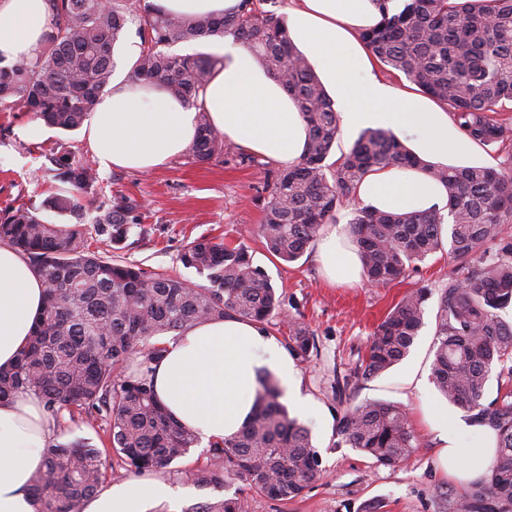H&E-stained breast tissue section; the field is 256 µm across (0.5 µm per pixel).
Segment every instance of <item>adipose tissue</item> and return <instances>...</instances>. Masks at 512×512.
<instances>
[{"label":"adipose tissue","instance_id":"ef3b65f1","mask_svg":"<svg viewBox=\"0 0 512 512\" xmlns=\"http://www.w3.org/2000/svg\"><path fill=\"white\" fill-rule=\"evenodd\" d=\"M380 20L375 0H296L288 35L312 63L331 97L343 134L388 127L412 132L411 150L435 164L476 153L447 111L431 100L380 79L360 35ZM49 23L45 0H0V54L34 55ZM208 53L222 58L199 97L211 125L233 143L285 166L305 153L307 129L296 103L252 53L232 37H215ZM88 146L101 169L149 172L187 149L196 133V112L158 83H132L123 75L96 101ZM356 201L386 211L444 210L445 188L423 169L384 168L360 183ZM317 256L330 281H360L362 264L335 225H325ZM44 285L30 263L0 245V369L10 368L42 309ZM275 374L297 408L311 411L293 363L273 338L252 321L232 316L206 320L168 340L155 367L154 391L172 417L203 442L237 434L248 420L258 379ZM430 426L440 442L438 467L458 485L482 480L494 455L492 432L433 412ZM57 435L38 398L17 394L0 403V512H34L28 485L44 463L43 448ZM170 489L154 477L113 486L85 512H145Z\"/></svg>","mask_w":512,"mask_h":512}]
</instances>
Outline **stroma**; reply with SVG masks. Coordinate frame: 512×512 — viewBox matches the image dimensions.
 Masks as SVG:
<instances>
[{"label": "stroma", "mask_w": 512, "mask_h": 512, "mask_svg": "<svg viewBox=\"0 0 512 512\" xmlns=\"http://www.w3.org/2000/svg\"><path fill=\"white\" fill-rule=\"evenodd\" d=\"M32 120L27 112H0V209L19 204L42 207L58 189V182L36 175L45 153L92 157L82 128L67 132L49 126L42 138L24 139L19 131ZM272 168V163L259 157L242 159L240 150L228 142L223 157L207 163L183 154L148 173L99 171L106 195L135 199L143 213L142 224L132 228L123 249L114 251L113 256L204 287L207 279L181 264L183 246L203 236L243 245L254 265L270 277L283 303V314L268 326V334L283 338L292 321L303 323L312 333L315 347L309 360L295 361L294 367L301 393L308 396L314 409L297 412L296 417L310 431L320 454L321 478L286 503L247 495L246 512H361L373 501L382 502L385 512H444L438 491L452 480L437 466V442L428 418L433 406L442 401L431 379L436 293L446 282L452 263L447 253L439 252L409 277L387 287H374L364 281L331 285L312 248L293 263L275 259L260 237ZM421 286L431 288L433 295L426 303L425 324L407 357L382 375L350 381L377 324L403 294ZM365 401L398 403L409 410L419 448L401 466L377 464L339 443L337 417L347 403ZM57 427L64 441H87L104 455L112 453L101 420L65 415ZM158 476L178 491L177 497L167 502V512H184L190 505L234 494L239 486L232 480L224 490L199 487L172 467L159 471Z\"/></svg>", "instance_id": "obj_1"}]
</instances>
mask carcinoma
<instances>
[{"instance_id":"1","label":"carcinoma","mask_w":512,"mask_h":512,"mask_svg":"<svg viewBox=\"0 0 512 512\" xmlns=\"http://www.w3.org/2000/svg\"><path fill=\"white\" fill-rule=\"evenodd\" d=\"M376 0L377 26L362 42L389 71L448 106L457 128L483 147L512 145V0ZM50 21L31 58L0 54V112L22 110L66 131L83 126L112 82L113 46L136 26L140 52L133 82H157L197 112V134L187 152L197 162L224 153L199 94L221 59L180 55L178 43L231 36L296 102L308 141L299 163L273 172L260 234L273 256L294 262L335 224L354 190L375 167L419 166L448 194V238L435 214L358 207L349 231L367 282L385 287L428 256L448 250L455 266L440 289L432 378L448 404L490 428L495 453L485 480L461 495L458 512H512V391L486 399L495 366L512 376V323L499 311L512 303V156L500 168L428 164L387 128H367L350 150L328 162L339 133L337 112L319 76L291 42L281 0H239L222 17L173 16L146 0H46ZM45 173L84 194L99 195L96 170L81 159L45 154ZM46 207L74 222L59 228L25 205L0 210V242L24 255L42 278L45 307L13 368L0 370V401L35 395L46 414L62 411L105 421L112 460L84 442L44 449V464L30 479L35 512H83L107 468L151 474L186 457L199 437L173 421L155 396L153 365L165 347L158 336H179L190 325L238 316L263 327L282 312L280 297L248 250L217 238L197 239L179 255L209 286L116 261L90 250L84 207L73 195L55 194ZM141 205L115 195L97 206L98 240L118 250ZM429 289L404 295L376 326L357 378L376 377L410 352L424 326ZM288 351L310 357L308 329L288 323ZM270 374L251 419L235 436L209 444L206 460L181 471L197 485L242 482L231 498L197 503L187 512H244L243 494L290 501L321 477L319 452L309 430L290 416ZM336 435L376 463L396 467L418 444L402 406L366 402L346 408Z\"/></svg>"}]
</instances>
